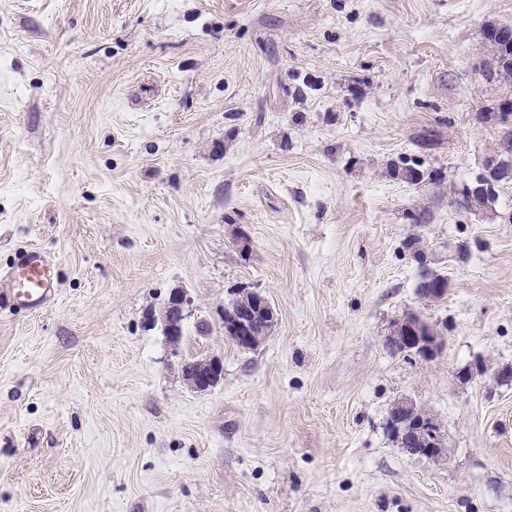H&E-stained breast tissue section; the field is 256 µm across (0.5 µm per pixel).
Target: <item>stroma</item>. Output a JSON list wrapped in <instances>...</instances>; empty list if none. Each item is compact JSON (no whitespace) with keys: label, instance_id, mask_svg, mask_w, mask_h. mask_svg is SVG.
<instances>
[{"label":"stroma","instance_id":"obj_1","mask_svg":"<svg viewBox=\"0 0 512 512\" xmlns=\"http://www.w3.org/2000/svg\"><path fill=\"white\" fill-rule=\"evenodd\" d=\"M491 24L512 0H0V271L36 246L59 283L0 313V512H512V183L448 203L512 96ZM239 288L276 314L253 349ZM408 313L438 354L385 345ZM406 399L441 458L392 439ZM493 62L487 63L484 60L475 66L487 80L512 84V38L498 42L492 50ZM241 296L244 308L237 305ZM229 305H234L232 310H227V305L221 310V321L224 323L225 338L243 349L254 348L261 342L259 334L253 330V321L257 313L264 319L265 331L273 325L275 320L274 309L265 297L253 291L238 290L228 300ZM225 311V312H224ZM187 298L182 292H174L170 295L167 303L159 312V315H153V321H160L163 332L169 344L173 347H179L182 332V320L184 318L185 305ZM224 378V363L218 356H209L197 361L194 368H189L182 374V379L188 387L196 391H206L218 384Z\"/></svg>","mask_w":512,"mask_h":512}]
</instances>
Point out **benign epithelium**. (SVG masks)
<instances>
[{
	"label": "benign epithelium",
	"instance_id": "1",
	"mask_svg": "<svg viewBox=\"0 0 512 512\" xmlns=\"http://www.w3.org/2000/svg\"><path fill=\"white\" fill-rule=\"evenodd\" d=\"M233 309L221 312L220 318L224 323L225 338L243 349H251L261 341L259 334L252 328L254 317L261 314L265 326L273 325L274 309L262 295L246 290L235 292L228 300ZM187 298L182 292H174L167 303L153 316V320L162 324L163 332L169 344L176 348L174 354H179ZM387 346L403 353H418L431 356L437 352L442 343L438 337L428 335L419 319H403L392 327L385 337ZM188 387L196 391H206L224 379V363L218 356L201 358L193 368L182 375ZM389 428L401 447L410 455H425L435 459L443 454V444L440 426L425 414L419 412L410 401L398 403L389 418Z\"/></svg>",
	"mask_w": 512,
	"mask_h": 512
}]
</instances>
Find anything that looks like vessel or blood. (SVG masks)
<instances>
[{"label":"vessel or blood","mask_w":512,"mask_h":512,"mask_svg":"<svg viewBox=\"0 0 512 512\" xmlns=\"http://www.w3.org/2000/svg\"><path fill=\"white\" fill-rule=\"evenodd\" d=\"M0 282L5 285L0 300L9 309L38 313L49 307L58 295L54 263L37 247L23 251L9 270L0 273Z\"/></svg>","instance_id":"obj_1"}]
</instances>
